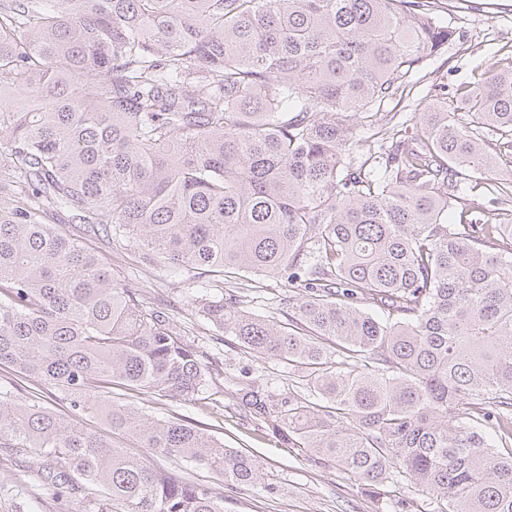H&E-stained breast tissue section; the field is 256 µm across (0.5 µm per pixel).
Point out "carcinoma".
Listing matches in <instances>:
<instances>
[{
	"label": "carcinoma",
	"mask_w": 512,
	"mask_h": 512,
	"mask_svg": "<svg viewBox=\"0 0 512 512\" xmlns=\"http://www.w3.org/2000/svg\"><path fill=\"white\" fill-rule=\"evenodd\" d=\"M443 0H0V366L67 413L0 398V448H31L89 512H224V493L114 442L262 484L258 460L112 397L193 402L224 367L106 266L86 232L134 244L206 289L198 312L288 367L237 385L244 411L365 490L407 480L437 512H512V67L420 115L380 109L453 34ZM25 98L16 110L11 93ZM366 147L350 155L353 117ZM274 279L286 319L232 289ZM376 309V318L368 310ZM96 417L100 433L83 425ZM478 178H480L479 175H476L472 181H468L463 195L464 198L477 199L482 202L491 218L497 219V214L504 212L502 210H512L511 198L491 195L487 190L488 186L485 184L487 181Z\"/></svg>",
	"instance_id": "obj_1"
}]
</instances>
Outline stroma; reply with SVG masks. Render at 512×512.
Wrapping results in <instances>:
<instances>
[{"mask_svg":"<svg viewBox=\"0 0 512 512\" xmlns=\"http://www.w3.org/2000/svg\"><path fill=\"white\" fill-rule=\"evenodd\" d=\"M440 18L454 37L415 73L416 88L409 106L400 109L398 121H410L425 111L434 101L435 85L453 90L473 82L489 62L512 63V0H485L479 12L451 8ZM98 246L127 288L164 307L182 323L188 342L202 346L224 365V377L211 386L209 399L184 402L130 393L125 399L158 417L191 422L223 441L225 447L245 449L258 459L273 493L226 486L227 512H404L402 505L408 501L415 505L413 512H433L434 501L414 487L389 483L372 492L361 490L334 462L317 460L289 446L267 423L246 416L233 396L234 382L246 376L262 377L270 389L279 392L281 376L266 373L263 362L206 322L193 303L198 289L187 287L179 270L143 265L132 243L121 238L99 239ZM38 468L39 460L30 451L0 448V512H11L14 503L34 493L40 496V512H86L83 501L40 489Z\"/></svg>","mask_w":512,"mask_h":512,"instance_id":"35a3bbf8","label":"stroma"}]
</instances>
